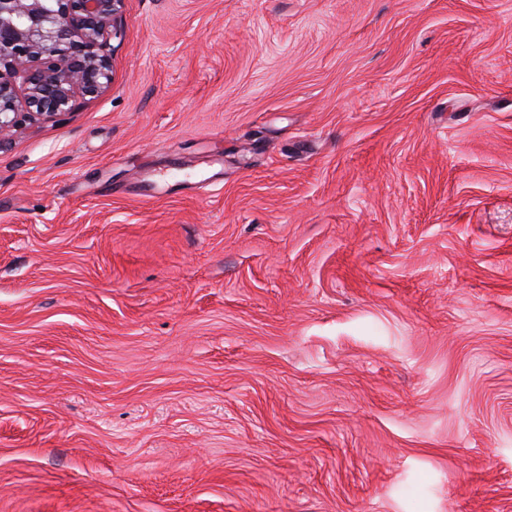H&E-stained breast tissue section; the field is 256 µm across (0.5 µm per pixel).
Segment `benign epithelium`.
<instances>
[{
    "label": "benign epithelium",
    "mask_w": 512,
    "mask_h": 512,
    "mask_svg": "<svg viewBox=\"0 0 512 512\" xmlns=\"http://www.w3.org/2000/svg\"><path fill=\"white\" fill-rule=\"evenodd\" d=\"M125 0H0V140L111 82Z\"/></svg>",
    "instance_id": "benign-epithelium-1"
}]
</instances>
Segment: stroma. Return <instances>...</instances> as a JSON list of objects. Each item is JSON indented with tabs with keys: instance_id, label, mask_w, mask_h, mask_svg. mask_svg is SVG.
Masks as SVG:
<instances>
[{
	"instance_id": "35a3bbf8",
	"label": "stroma",
	"mask_w": 512,
	"mask_h": 512,
	"mask_svg": "<svg viewBox=\"0 0 512 512\" xmlns=\"http://www.w3.org/2000/svg\"><path fill=\"white\" fill-rule=\"evenodd\" d=\"M0 143V512H512V0H125Z\"/></svg>"
}]
</instances>
